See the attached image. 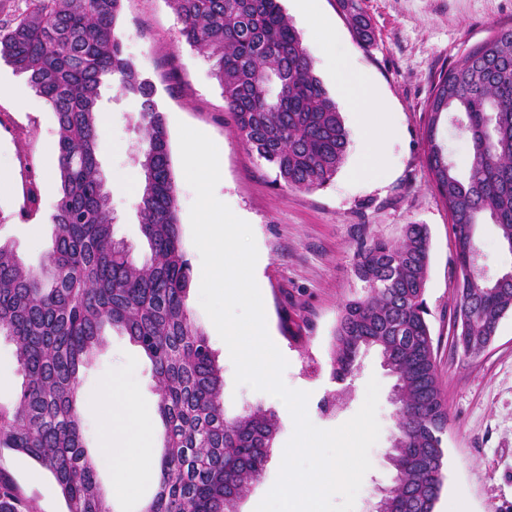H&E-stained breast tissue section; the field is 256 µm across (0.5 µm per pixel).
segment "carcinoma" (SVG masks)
<instances>
[{
	"label": "carcinoma",
	"instance_id": "cac0c4a2",
	"mask_svg": "<svg viewBox=\"0 0 512 512\" xmlns=\"http://www.w3.org/2000/svg\"><path fill=\"white\" fill-rule=\"evenodd\" d=\"M0 0V61L25 75L57 118L60 182L45 263L27 268L0 243V337L15 346L23 385L0 407V450L35 460L55 480L66 512H111L83 445L76 407L79 369L103 330H121L152 364L165 445L154 496L141 512H237L265 469L278 430L271 410L224 412L223 368L186 307L190 265L181 243L169 135L156 88L126 55L124 0ZM179 36L210 64L242 142L275 180L315 190L342 164L348 136L336 101L281 0H170ZM350 22L372 40L359 7ZM116 83L138 105L143 185L137 197L151 262L135 266L112 236L111 195L100 172L101 88ZM427 161L448 205L457 284L455 314L466 345L479 351L512 313V264L482 273L478 230L496 226L512 257V28H502L440 73L428 102ZM465 138L470 161L448 159L435 141L438 115ZM353 271L360 291L341 308L330 373L354 372L360 352H382L399 396L389 454L395 470L387 512H435L444 487L448 406L439 384L425 299L430 263L426 224H406L394 244L360 225ZM0 512H29L0 471Z\"/></svg>",
	"mask_w": 512,
	"mask_h": 512
}]
</instances>
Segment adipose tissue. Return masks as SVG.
I'll list each match as a JSON object with an SVG mask.
<instances>
[{
  "label": "adipose tissue",
  "mask_w": 512,
  "mask_h": 512,
  "mask_svg": "<svg viewBox=\"0 0 512 512\" xmlns=\"http://www.w3.org/2000/svg\"><path fill=\"white\" fill-rule=\"evenodd\" d=\"M85 405L97 410L104 424L103 458L115 473L113 492L132 497L138 492L137 478L153 465L151 429L148 422L111 406L106 400L86 398Z\"/></svg>",
  "instance_id": "ef3b65f1"
}]
</instances>
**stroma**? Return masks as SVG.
I'll return each instance as SVG.
<instances>
[{
	"instance_id": "1",
	"label": "stroma",
	"mask_w": 512,
	"mask_h": 512,
	"mask_svg": "<svg viewBox=\"0 0 512 512\" xmlns=\"http://www.w3.org/2000/svg\"><path fill=\"white\" fill-rule=\"evenodd\" d=\"M373 30L362 43L337 0H282L300 33L314 71L336 100L349 135L345 159L335 176L312 191L276 182L274 172L241 141L222 91L208 62L180 41L177 17L167 0H124L122 36L130 59L154 82L165 110L176 184L183 250L191 266L186 305L195 325L209 337L224 369V409L238 414L245 405L273 410L279 429L276 447H285L294 425L286 405L270 394L234 382L229 350L200 304L201 257L192 241L190 208L195 194L187 184L179 148V124L208 135L219 152L221 180L216 198L248 222L261 261L258 285L267 330L287 361L285 384L309 392L307 413L323 429L340 426L361 408L370 379L380 384L377 418L380 434L370 450L371 468L356 497L354 512H369L393 470L387 452L395 430L391 401L393 379L378 350L361 354L350 389L335 413L317 408L331 390L330 346L343 302L360 288L353 273L355 227L368 224L384 237L399 240L405 224L428 225L430 267L425 297L436 365L448 405L446 465L441 501L459 499L465 512H512V313L499 322L494 341L467 355L453 346L456 279L454 235L448 210L427 165V100L441 68L498 29L512 27V0H358ZM346 62L383 102L366 131L346 103L336 76ZM99 161L112 196L115 240L124 242L136 264L150 257L136 208L141 135L135 125L137 104L115 87L102 90ZM10 112L28 129L20 141L0 139V208L12 219L0 236L17 254L38 266L52 245L51 222L58 183L54 111L25 78L0 62V113ZM381 142L367 158L368 137ZM18 154H30L41 173V203L30 218H20L25 199ZM300 328L299 341L288 338L289 325ZM81 393L104 398L135 395L133 411L155 434L163 428L157 411L152 365L129 337L107 330L93 362L80 373ZM0 470L14 481L33 512H63L55 480L27 456L0 453Z\"/></svg>"
}]
</instances>
